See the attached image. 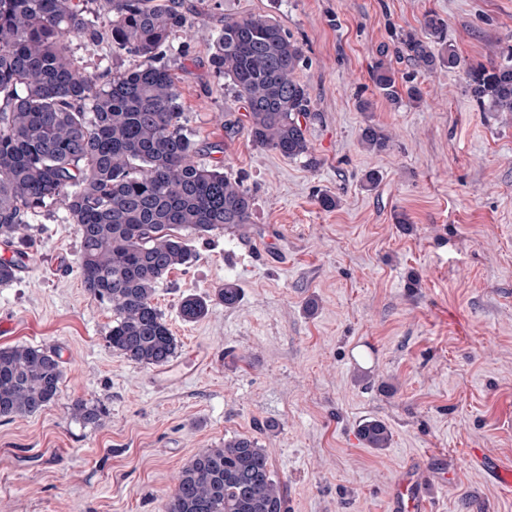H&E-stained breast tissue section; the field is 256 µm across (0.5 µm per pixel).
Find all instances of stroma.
Wrapping results in <instances>:
<instances>
[{
	"instance_id": "stroma-1",
	"label": "stroma",
	"mask_w": 512,
	"mask_h": 512,
	"mask_svg": "<svg viewBox=\"0 0 512 512\" xmlns=\"http://www.w3.org/2000/svg\"><path fill=\"white\" fill-rule=\"evenodd\" d=\"M179 2L188 27L161 61L182 122L198 162H223L254 197L250 224L192 239L194 260L156 288L178 357L198 343L213 364L160 391L150 368L112 351V311L81 283L78 227L43 210L17 243L21 272L0 286V320L12 322L0 348L53 349L64 377L42 413L0 419V512H161L193 455L236 434L265 449L285 512H385L393 474L413 461L454 474L433 491L438 512H512L465 462L472 448L512 458V114L481 111L464 75L512 44V0ZM429 12L447 20L463 71L417 74L398 54L400 33ZM258 14L304 49L311 160L253 144L245 103L211 67L225 18ZM71 48L89 70L136 63L106 41ZM382 57L414 75L421 102L379 94ZM369 124L386 151L362 144ZM227 282L241 290L235 306L182 320L183 298ZM77 399L100 401L104 425L74 419ZM371 420L388 427L387 447L363 441ZM364 146L374 152H383L389 147V137L384 130L377 125H367L361 133Z\"/></svg>"
}]
</instances>
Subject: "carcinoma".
I'll list each match as a JSON object with an SVG mask.
<instances>
[{
    "label": "carcinoma",
    "mask_w": 512,
    "mask_h": 512,
    "mask_svg": "<svg viewBox=\"0 0 512 512\" xmlns=\"http://www.w3.org/2000/svg\"><path fill=\"white\" fill-rule=\"evenodd\" d=\"M0 0V237L19 238L29 220L62 207L78 226L82 285L112 309L108 343L143 366L176 356L177 344L155 300L157 285L193 258L190 237L251 223L254 198L224 164L195 160L194 134L181 123L180 92L158 63L169 36L187 28L176 0ZM435 12L421 32L399 38V52L418 72H454L461 60ZM139 59L109 76L75 65L70 45L97 41ZM211 66L246 103L252 141L288 159L310 155L306 123L315 119L308 87L297 77L301 44L274 18L224 19ZM484 112H512V45L498 61L467 73ZM371 79L391 101L422 100L410 77L379 60ZM374 152L389 147L377 125L361 133ZM240 289L227 282L215 300L232 307ZM208 312V299L181 302L183 320ZM63 369L55 351L28 344L0 348V418L41 413L60 394ZM71 414L98 426L100 402L77 399ZM373 448L389 435L378 421L361 429ZM162 512H285L283 484L267 454L246 436L202 448L184 467Z\"/></svg>",
    "instance_id": "cac0c4a2"
}]
</instances>
